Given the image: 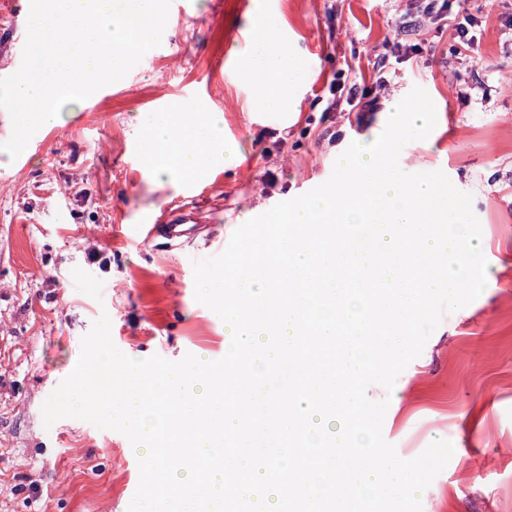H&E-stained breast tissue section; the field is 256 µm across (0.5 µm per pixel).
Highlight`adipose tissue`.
<instances>
[{"label": "adipose tissue", "instance_id": "1", "mask_svg": "<svg viewBox=\"0 0 512 512\" xmlns=\"http://www.w3.org/2000/svg\"><path fill=\"white\" fill-rule=\"evenodd\" d=\"M254 24L259 34L252 41L243 76L259 93L253 99L261 112H280L289 104L291 85L302 67L282 36L280 15L262 12ZM149 177L193 180L202 176L215 159L225 166L238 165L239 156L224 144V115L200 113L196 103L183 101L171 112L139 113L134 127Z\"/></svg>", "mask_w": 512, "mask_h": 512}]
</instances>
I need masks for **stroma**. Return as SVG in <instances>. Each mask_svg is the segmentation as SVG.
Instances as JSON below:
<instances>
[{
    "label": "stroma",
    "mask_w": 512,
    "mask_h": 512,
    "mask_svg": "<svg viewBox=\"0 0 512 512\" xmlns=\"http://www.w3.org/2000/svg\"><path fill=\"white\" fill-rule=\"evenodd\" d=\"M248 0H191L170 11L159 47L123 79L63 108L39 129L13 173L0 179V512H128L138 456L121 433L75 418L44 425L41 407L75 368L83 336L101 316L128 357L224 355V323L194 298L193 263L221 254L232 233L331 175L337 150L377 138L392 98L422 87L444 110L432 136L406 144L407 173L442 171L473 197L488 262L487 285L444 314L393 389L383 436L412 459L432 442L453 455L423 490L422 512H512V0H449L480 22V43L458 52L452 27L406 35L413 0H276L297 60L308 72L289 112L252 106L241 71ZM27 13L0 19V78L16 72ZM419 45L396 67L380 110L351 125L323 118L327 84L346 68L367 87L386 42ZM476 86L460 100L458 85ZM191 98L224 115L239 166L217 162L185 194L183 182L149 179L131 133L142 112ZM339 138L329 142L328 132ZM189 209V238H143L162 210Z\"/></svg>",
    "instance_id": "1"
}]
</instances>
